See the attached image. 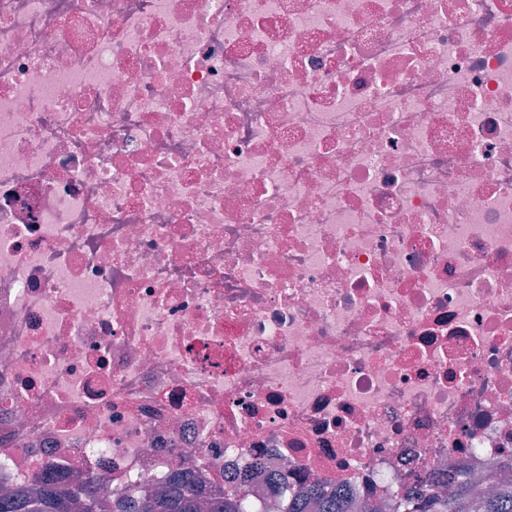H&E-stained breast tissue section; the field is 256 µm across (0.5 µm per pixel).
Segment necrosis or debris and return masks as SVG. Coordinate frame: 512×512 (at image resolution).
<instances>
[{
  "label": "necrosis or debris",
  "instance_id": "4bbe7bcc",
  "mask_svg": "<svg viewBox=\"0 0 512 512\" xmlns=\"http://www.w3.org/2000/svg\"><path fill=\"white\" fill-rule=\"evenodd\" d=\"M1 463L512 476V0H0Z\"/></svg>",
  "mask_w": 512,
  "mask_h": 512
}]
</instances>
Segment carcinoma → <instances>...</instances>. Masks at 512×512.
Wrapping results in <instances>:
<instances>
[{"label":"carcinoma","mask_w":512,"mask_h":512,"mask_svg":"<svg viewBox=\"0 0 512 512\" xmlns=\"http://www.w3.org/2000/svg\"><path fill=\"white\" fill-rule=\"evenodd\" d=\"M138 485L132 484L128 493L103 499L96 481L72 485L64 478H43V488L35 496H0V512H73L79 505L81 512H196L197 490L189 477L177 482L168 493L159 497L136 495ZM351 512V504L341 494H324L314 490L310 496H298L286 502L283 512ZM211 512H251L245 495L234 490H216L210 499ZM402 512H512V483L503 481L496 495L482 497L462 486L448 497H431L417 506L410 499L402 500Z\"/></svg>","instance_id":"carcinoma-1"}]
</instances>
